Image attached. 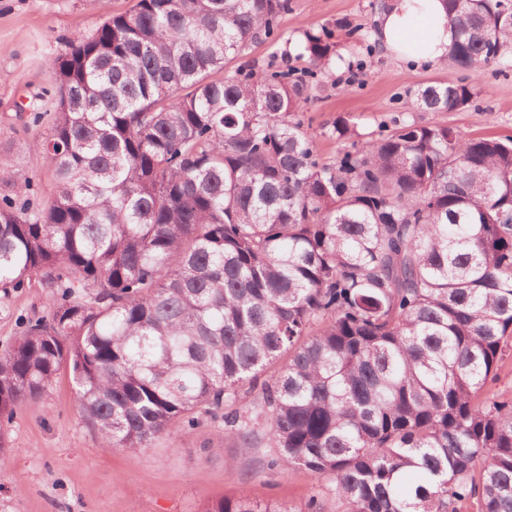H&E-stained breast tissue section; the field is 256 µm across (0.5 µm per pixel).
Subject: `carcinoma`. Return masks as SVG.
<instances>
[{
	"label": "carcinoma",
	"mask_w": 512,
	"mask_h": 512,
	"mask_svg": "<svg viewBox=\"0 0 512 512\" xmlns=\"http://www.w3.org/2000/svg\"><path fill=\"white\" fill-rule=\"evenodd\" d=\"M445 2L443 66L512 60V0ZM294 7L137 0L51 60L33 119L56 194L33 208L0 173V292L47 288L0 353V469L15 409L67 363L105 450L206 417L329 479L345 512H512V398L488 389L512 350V137L403 121L320 162L300 112L340 44L284 36ZM474 95L437 79L411 104Z\"/></svg>",
	"instance_id": "cac0c4a2"
}]
</instances>
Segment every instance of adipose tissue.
Masks as SVG:
<instances>
[{"mask_svg":"<svg viewBox=\"0 0 512 512\" xmlns=\"http://www.w3.org/2000/svg\"><path fill=\"white\" fill-rule=\"evenodd\" d=\"M455 35L443 0H391L375 33L389 55L416 65L443 61Z\"/></svg>","mask_w":512,"mask_h":512,"instance_id":"adipose-tissue-1","label":"adipose tissue"}]
</instances>
